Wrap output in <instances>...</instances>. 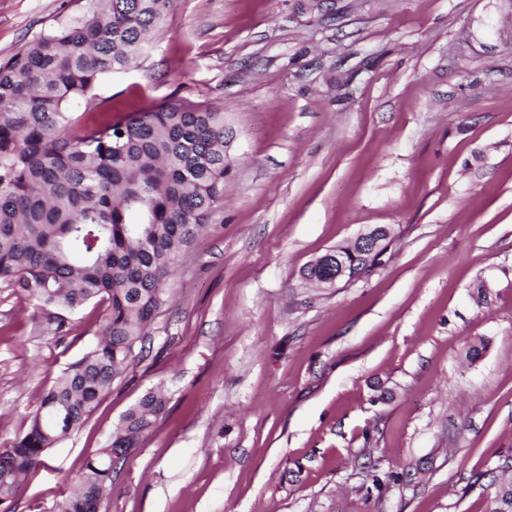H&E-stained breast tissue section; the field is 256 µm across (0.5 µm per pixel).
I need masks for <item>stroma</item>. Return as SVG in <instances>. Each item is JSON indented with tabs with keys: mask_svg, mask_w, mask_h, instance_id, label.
Returning a JSON list of instances; mask_svg holds the SVG:
<instances>
[{
	"mask_svg": "<svg viewBox=\"0 0 512 512\" xmlns=\"http://www.w3.org/2000/svg\"><path fill=\"white\" fill-rule=\"evenodd\" d=\"M335 3L175 0L137 65L91 91L124 113L223 110L224 203L143 350L11 512H54L156 389L166 406L99 512H493L512 478V0ZM87 6L0 0V62ZM376 227L391 236L360 277L302 278ZM102 315L0 282V451ZM378 471L410 478L381 497Z\"/></svg>",
	"mask_w": 512,
	"mask_h": 512,
	"instance_id": "1",
	"label": "stroma"
}]
</instances>
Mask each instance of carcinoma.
<instances>
[{"mask_svg":"<svg viewBox=\"0 0 512 512\" xmlns=\"http://www.w3.org/2000/svg\"><path fill=\"white\" fill-rule=\"evenodd\" d=\"M89 10L0 62V282L67 310L104 307L101 340L48 389L27 433L0 453V504L78 430L128 369L170 301L166 278L224 199V112L187 99L115 118L68 105L131 67L165 29L173 0H88ZM343 249L303 271L336 275ZM160 390L123 416L56 512H98L113 465L165 407ZM493 512H512V482Z\"/></svg>","mask_w":512,"mask_h":512,"instance_id":"carcinoma-1","label":"carcinoma"}]
</instances>
